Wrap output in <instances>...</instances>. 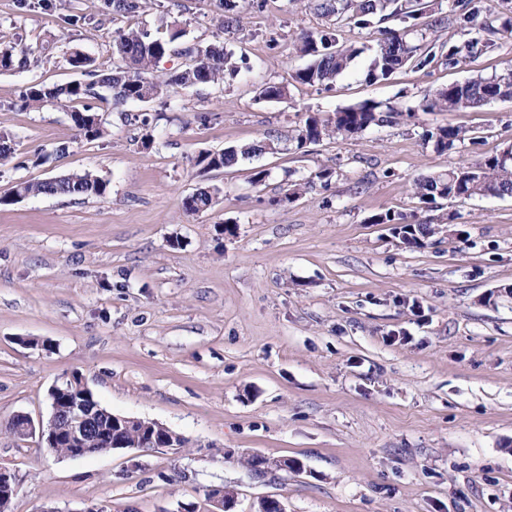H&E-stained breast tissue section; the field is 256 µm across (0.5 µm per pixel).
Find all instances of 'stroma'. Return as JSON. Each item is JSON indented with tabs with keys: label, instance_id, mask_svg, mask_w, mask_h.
I'll use <instances>...</instances> for the list:
<instances>
[{
	"label": "stroma",
	"instance_id": "stroma-1",
	"mask_svg": "<svg viewBox=\"0 0 512 512\" xmlns=\"http://www.w3.org/2000/svg\"><path fill=\"white\" fill-rule=\"evenodd\" d=\"M411 44L453 39V0H426ZM218 0H150L117 15L108 0H0V40L38 59L0 74V467L20 480L12 512H176L235 490L234 512L262 498L286 512H512V197L433 207L415 183L512 147V100L422 112L425 93L512 68V40L456 66L434 58L367 78L376 29L343 26L358 47L331 89L292 83L301 32L321 28L307 0H239L224 28ZM127 26L179 45L223 41L237 69L147 103L95 104L109 133L86 140L71 102L22 108L33 83L86 82L79 49L112 67ZM269 82L289 85L261 99ZM375 101L395 124L298 145L307 116ZM149 126H142V117ZM451 124L474 141L436 149ZM274 142L276 150L209 171L206 150ZM94 171L100 197L16 199L21 181ZM266 171L255 185V171ZM305 183L297 197L288 186ZM216 189L212 207L186 197ZM438 224L420 248L378 215ZM77 375L113 413L158 422L182 448L118 449L79 459L44 452L3 426L48 418V391ZM254 454L292 470L253 479Z\"/></svg>",
	"mask_w": 512,
	"mask_h": 512
}]
</instances>
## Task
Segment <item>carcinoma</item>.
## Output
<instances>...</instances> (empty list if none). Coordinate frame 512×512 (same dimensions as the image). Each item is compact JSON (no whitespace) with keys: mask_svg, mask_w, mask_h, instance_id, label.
<instances>
[{"mask_svg":"<svg viewBox=\"0 0 512 512\" xmlns=\"http://www.w3.org/2000/svg\"><path fill=\"white\" fill-rule=\"evenodd\" d=\"M459 21L472 37L467 43L471 53H482L496 47L491 36L512 39V18L496 22L489 9V0H456ZM316 9L325 19L322 29L316 34L303 33L296 50L312 57L306 66L295 71L292 79L301 85H329L348 66L357 49L339 44V28L354 24L369 29L383 22L397 18L413 30L424 15L421 0H316ZM182 31L174 29L168 38H153L150 34L136 30H118L112 37V70L98 71L92 68L93 60L80 51H74L67 59L68 64L92 77L89 83L29 85L20 94L24 108H40L46 103L76 101L96 98L93 88L105 86L112 91V101L122 105L128 101L150 102L179 88L185 89L198 84L218 83L224 80L227 71H236L231 54L224 51V43L215 41L184 50L189 57L185 68L167 74H158L155 66L160 59L172 51V44L181 37ZM378 40L367 76L371 80L385 79L409 63L425 65L435 53H418L419 46L409 44L405 34L383 30ZM31 49L13 44L0 49V72L6 73L31 66ZM288 87L280 83H268L261 92V98L270 101L283 99ZM512 99V71L490 77H473L462 83H453L445 88L425 94L419 109L423 112H459L497 100ZM400 116L392 107L386 109L375 102H364L342 108L328 119L308 118L298 130L297 144L315 143L326 137L358 135L371 127L389 125ZM75 126L88 140H96L107 134V128L100 118L96 106L87 102L82 108L71 112ZM425 138L434 141L436 148L448 150L465 140L473 139L469 131L452 125L429 130ZM260 146L245 144L230 146L215 152H204L198 156L197 164L204 168L221 170L234 165L238 158L256 153ZM107 184L91 172L71 173L43 181H22L15 185L12 196H68L90 197L105 193ZM414 195L419 203L429 205L438 199L455 200L475 197L512 196V159L504 155L486 157L471 166L448 170L428 176L415 184ZM213 203V191L199 189L191 195L187 210L205 211ZM376 224H398L402 240L406 244L422 246L432 237L438 225L423 221H410L400 215L390 214L374 219ZM103 421L90 425L86 436V447L104 448L106 439L112 436L97 432Z\"/></svg>","mask_w":512,"mask_h":512,"instance_id":"carcinoma-1","label":"carcinoma"}]
</instances>
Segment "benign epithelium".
<instances>
[{
	"label": "benign epithelium",
	"instance_id": "benign-epithelium-1",
	"mask_svg": "<svg viewBox=\"0 0 512 512\" xmlns=\"http://www.w3.org/2000/svg\"><path fill=\"white\" fill-rule=\"evenodd\" d=\"M89 387L79 376H71L61 383L52 386L49 398L52 413L48 423H35L27 414L13 415L15 436L26 438L38 435L41 443L47 448L53 447L57 441L63 440L70 446L69 458H82L94 453L85 447V435L91 416L99 406H92L81 401L87 395ZM179 435L163 428V434H147V445L151 447L172 448L176 446ZM290 462L282 458L271 460L266 457L258 458L252 468L255 478L263 479L276 471L288 470ZM19 489L18 476L6 467H0V503L10 501ZM208 512H232L235 505L234 492L222 487H209L205 491Z\"/></svg>",
	"mask_w": 512,
	"mask_h": 512
}]
</instances>
